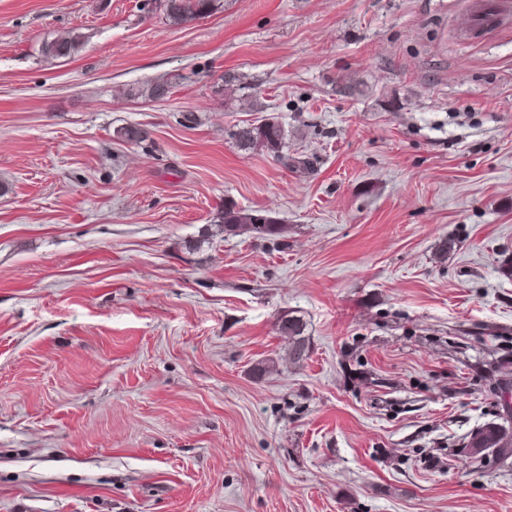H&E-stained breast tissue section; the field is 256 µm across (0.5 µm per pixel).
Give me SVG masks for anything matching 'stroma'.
Returning <instances> with one entry per match:
<instances>
[{"mask_svg":"<svg viewBox=\"0 0 512 512\" xmlns=\"http://www.w3.org/2000/svg\"><path fill=\"white\" fill-rule=\"evenodd\" d=\"M482 2L0 0V512H512L467 446L512 393ZM270 117L279 158L235 139ZM228 199L287 234H221ZM217 0H159L166 19L173 24H185L209 16ZM81 44L79 34H69L65 37L55 38L43 46V54L55 58H66L72 56Z\"/></svg>","mask_w":512,"mask_h":512,"instance_id":"stroma-1","label":"stroma"}]
</instances>
